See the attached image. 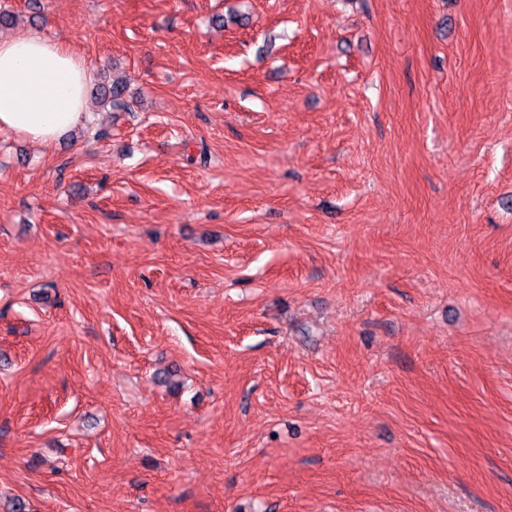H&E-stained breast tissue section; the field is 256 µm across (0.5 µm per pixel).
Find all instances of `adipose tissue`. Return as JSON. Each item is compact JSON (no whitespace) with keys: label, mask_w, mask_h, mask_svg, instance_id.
<instances>
[{"label":"adipose tissue","mask_w":512,"mask_h":512,"mask_svg":"<svg viewBox=\"0 0 512 512\" xmlns=\"http://www.w3.org/2000/svg\"><path fill=\"white\" fill-rule=\"evenodd\" d=\"M87 64L62 40L24 29L0 40V132L49 145L85 123Z\"/></svg>","instance_id":"adipose-tissue-1"}]
</instances>
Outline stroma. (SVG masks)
<instances>
[{"mask_svg": "<svg viewBox=\"0 0 512 512\" xmlns=\"http://www.w3.org/2000/svg\"><path fill=\"white\" fill-rule=\"evenodd\" d=\"M133 111L0 135V501L512 512V0H6Z\"/></svg>", "mask_w": 512, "mask_h": 512, "instance_id": "stroma-1", "label": "stroma"}]
</instances>
